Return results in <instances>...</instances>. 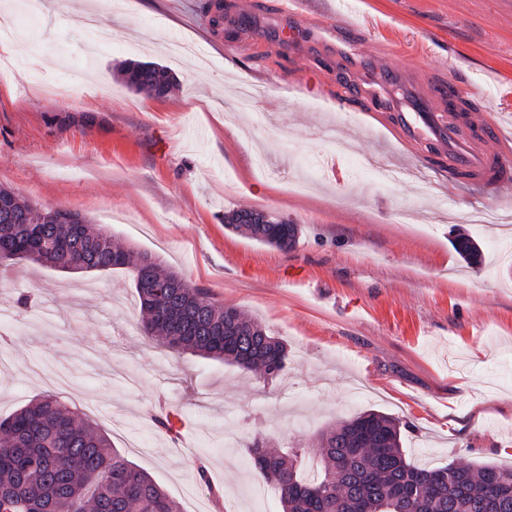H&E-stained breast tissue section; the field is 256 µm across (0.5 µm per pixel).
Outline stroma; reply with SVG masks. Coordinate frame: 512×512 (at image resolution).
<instances>
[{
  "mask_svg": "<svg viewBox=\"0 0 512 512\" xmlns=\"http://www.w3.org/2000/svg\"><path fill=\"white\" fill-rule=\"evenodd\" d=\"M229 55L208 39L205 0H0L16 15L0 70V184L85 214L156 255L210 298L262 320L288 346L269 381L142 335L129 272L0 265V415L54 392L149 473L180 512H204L200 459L223 512H282L251 464L255 433L281 448L373 410L401 423L418 465H512V203L425 169L434 148L365 117L346 87L382 62L393 93L454 79L512 133V0H299L312 24L345 18L323 44L271 34L282 0H223ZM353 42L350 55L338 47ZM168 67L150 97L118 77ZM318 77L296 93L290 73ZM298 224L294 248L225 227L238 209ZM481 246L468 267L455 230ZM37 303L23 307L22 294ZM175 418L155 428V407ZM125 82L139 93L163 96L173 87L174 76L156 63H127L119 68Z\"/></svg>",
  "mask_w": 512,
  "mask_h": 512,
  "instance_id": "stroma-1",
  "label": "stroma"
}]
</instances>
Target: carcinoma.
I'll list each match as a JSON object with an SVG mask.
<instances>
[{
    "label": "carcinoma",
    "instance_id": "obj_1",
    "mask_svg": "<svg viewBox=\"0 0 512 512\" xmlns=\"http://www.w3.org/2000/svg\"><path fill=\"white\" fill-rule=\"evenodd\" d=\"M139 93L163 96L174 76L156 63L119 68ZM261 244L293 247L301 228L256 210L225 217ZM469 265L482 259L465 233L452 239ZM65 272L126 269L139 298L145 336L176 352L258 369L268 380L285 371L288 350L267 326L204 297L145 250L114 244L112 234L77 211L41 209L0 186V256ZM317 473H303L306 449L251 445L254 467L279 493L283 512H512V466L421 467L406 459L399 421L366 411L317 437ZM0 512H178V505L111 439L45 394L0 419Z\"/></svg>",
    "mask_w": 512,
    "mask_h": 512
}]
</instances>
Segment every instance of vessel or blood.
Masks as SVG:
<instances>
[{"label": "vessel or blood", "instance_id": "obj_1", "mask_svg": "<svg viewBox=\"0 0 512 512\" xmlns=\"http://www.w3.org/2000/svg\"><path fill=\"white\" fill-rule=\"evenodd\" d=\"M331 30L328 24H304L295 10L287 8L274 35L283 45L294 46L324 42ZM401 77V71L391 67L366 68L350 84L348 94L385 107L390 103L388 86ZM463 96L462 88L454 80L419 89L410 109L398 112L395 117L397 136L406 143L428 141L447 154L450 182L478 180L494 190L512 183V150L507 147L511 140L502 128L478 114L463 122L452 118L451 112Z\"/></svg>", "mask_w": 512, "mask_h": 512}]
</instances>
